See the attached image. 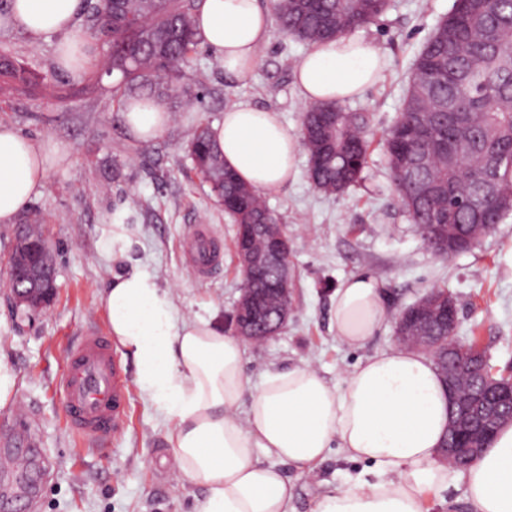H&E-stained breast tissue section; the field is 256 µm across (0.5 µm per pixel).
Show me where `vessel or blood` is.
I'll return each instance as SVG.
<instances>
[{"label": "vessel or blood", "mask_w": 512, "mask_h": 512, "mask_svg": "<svg viewBox=\"0 0 512 512\" xmlns=\"http://www.w3.org/2000/svg\"><path fill=\"white\" fill-rule=\"evenodd\" d=\"M183 253L189 272L201 280L221 262L218 243L203 224L189 226ZM59 387L70 427L87 439L108 440L121 416L126 387L104 332L91 329L77 337L69 349Z\"/></svg>", "instance_id": "1"}]
</instances>
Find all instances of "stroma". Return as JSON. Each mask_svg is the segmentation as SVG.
<instances>
[{
  "label": "stroma",
  "mask_w": 512,
  "mask_h": 512,
  "mask_svg": "<svg viewBox=\"0 0 512 512\" xmlns=\"http://www.w3.org/2000/svg\"><path fill=\"white\" fill-rule=\"evenodd\" d=\"M452 3L389 0L381 16L356 29L357 37L379 49L386 66L345 107L370 113L376 134L397 119L414 60ZM58 41L55 35L34 39L0 27V46L9 47L26 68L56 80L51 89L0 83V122L33 141L61 143L70 153L69 164L50 173L43 194L14 223L0 224V358L14 381L0 401V448L11 447L19 434L15 410L26 402L38 445L31 478L40 494L20 512H194L202 488L179 470L167 441L169 424L140 390L132 359L120 344L112 350L128 391L107 441H88L70 428L56 382L88 318L107 326L100 291L128 266H140L171 290L179 317L229 322L242 286L237 226L193 169L189 143L200 124L222 121L239 104L278 112L290 130L299 131L306 104L294 73L307 47L272 29L251 78L241 82L198 43L180 70L182 85L201 94V103L192 107L183 96L165 98L172 121L144 143L124 127L123 104L112 96L117 75L92 83L87 72L58 70ZM264 198L288 230L293 304L278 335L247 344L250 387L269 370L303 365L342 384L361 359L394 345L393 317L434 287L447 289L457 303L458 337L477 339L494 371H512V268L504 261L512 250V216L468 251L449 260L436 256L404 212L377 141L362 181L347 191L329 196L315 189L303 153L296 181ZM31 216L40 221L56 271L55 295L40 311L15 305L7 286L11 250ZM117 222L136 234L125 259L115 261L99 250L98 241L105 225ZM192 224L208 225L222 248L220 266L204 280L192 278L183 264L182 239ZM362 273L382 282L390 321L364 348L352 349L336 338L332 301L345 279ZM279 469L293 487L290 512H313L326 488L352 482L368 465L332 448L310 473L287 462Z\"/></svg>",
  "instance_id": "stroma-1"
}]
</instances>
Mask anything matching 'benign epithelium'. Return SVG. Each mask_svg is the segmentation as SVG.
<instances>
[{"mask_svg": "<svg viewBox=\"0 0 512 512\" xmlns=\"http://www.w3.org/2000/svg\"><path fill=\"white\" fill-rule=\"evenodd\" d=\"M266 247L261 255L253 252L251 244V225H239L240 247L238 262L244 277L252 280H263L267 269L277 265L283 252L289 249L288 238L282 232L280 224H266L262 228ZM14 270L16 277L21 279L25 287L13 289V298L18 304H25L30 308L38 309L48 303L53 289L42 287L43 281L51 271L48 246L45 244L33 245L29 242L20 243L15 249ZM426 314L432 319H445L450 325H458L455 300L451 295H440L436 291L426 292L407 313V317ZM235 315L246 318V321L236 326V334L247 340L253 339L250 324H260L266 328L265 335H276L288 320V313L279 314L276 318L266 315L261 306V300L255 292L248 288L242 289V294L235 306ZM448 352L458 356L455 363L448 364V370L443 372V380L448 386L450 396L451 418L448 432L451 441L439 449L442 459H451L454 468L461 469L476 459L494 438L496 429L505 424L512 423V411L505 414L499 412L493 415L494 424L483 425L472 419V413L477 399L493 398L502 405L512 406V381L505 383L492 379H484L479 394H460L456 377L462 368L478 370L476 360L479 355L470 353L460 347L456 337H448Z\"/></svg>", "mask_w": 512, "mask_h": 512, "instance_id": "7a95c632", "label": "benign epithelium"}]
</instances>
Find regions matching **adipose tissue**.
I'll return each instance as SVG.
<instances>
[{
  "label": "adipose tissue",
  "instance_id": "adipose-tissue-1",
  "mask_svg": "<svg viewBox=\"0 0 512 512\" xmlns=\"http://www.w3.org/2000/svg\"><path fill=\"white\" fill-rule=\"evenodd\" d=\"M12 24L31 38L60 34L57 65L82 70L94 48L73 30L81 0H10ZM272 26L258 0H201L195 27L225 71L249 80ZM384 59L370 42L342 36L314 45L295 78L307 101L361 96ZM124 126L150 141L170 124L156 100L125 101ZM224 163L258 191L296 175L300 137L278 113L247 105L225 111L212 128ZM69 154L34 142L0 122V224L14 223L44 192ZM102 305L111 335L134 361L137 382L170 425L168 441L185 478L203 484L194 512H288L292 489L276 467L308 471L328 448L370 463L371 477L328 489L314 512H427L448 486L440 463L449 397L425 353L391 347L355 365L342 386L309 366L266 372L255 391L244 374L245 345L211 319L178 317L171 293L146 270L114 275ZM382 283L369 274L344 280L333 297L332 325L347 347H363L386 323ZM472 512H512V424L462 472Z\"/></svg>",
  "mask_w": 512,
  "mask_h": 512
}]
</instances>
